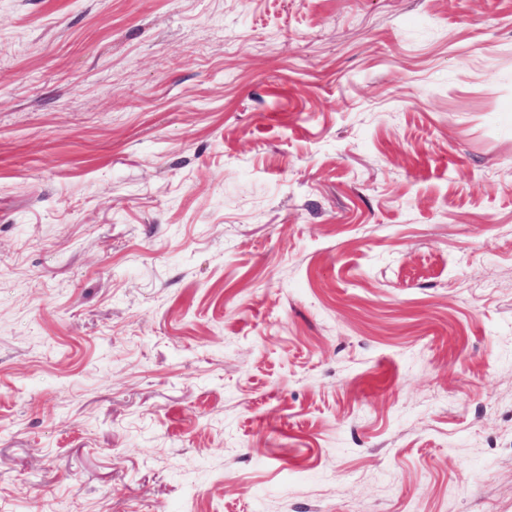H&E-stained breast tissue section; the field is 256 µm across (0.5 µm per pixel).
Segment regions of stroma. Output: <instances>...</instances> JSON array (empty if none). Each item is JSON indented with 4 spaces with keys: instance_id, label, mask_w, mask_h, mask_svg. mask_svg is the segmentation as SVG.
Listing matches in <instances>:
<instances>
[{
    "instance_id": "stroma-1",
    "label": "stroma",
    "mask_w": 512,
    "mask_h": 512,
    "mask_svg": "<svg viewBox=\"0 0 512 512\" xmlns=\"http://www.w3.org/2000/svg\"><path fill=\"white\" fill-rule=\"evenodd\" d=\"M0 512H512V0H0Z\"/></svg>"
}]
</instances>
